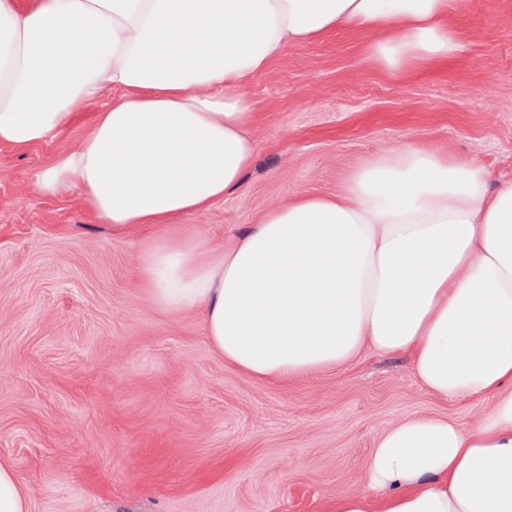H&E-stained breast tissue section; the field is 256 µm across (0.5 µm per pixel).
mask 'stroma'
I'll return each mask as SVG.
<instances>
[{
	"instance_id": "1",
	"label": "stroma",
	"mask_w": 512,
	"mask_h": 512,
	"mask_svg": "<svg viewBox=\"0 0 512 512\" xmlns=\"http://www.w3.org/2000/svg\"><path fill=\"white\" fill-rule=\"evenodd\" d=\"M448 65L394 77L362 35L287 48L245 87L259 114L252 167L175 232L220 248L269 209L333 194L378 153L426 145L512 181V0H465ZM60 139L0 149V464L29 512H319L365 490L376 437L428 414L470 426L404 357L362 350L288 382L212 349L199 316L158 307L137 268L148 235L99 223L76 194L40 195Z\"/></svg>"
}]
</instances>
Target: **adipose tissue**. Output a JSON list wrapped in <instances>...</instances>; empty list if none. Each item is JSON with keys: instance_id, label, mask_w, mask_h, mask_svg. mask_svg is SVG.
Returning a JSON list of instances; mask_svg holds the SVG:
<instances>
[{"instance_id": "1", "label": "adipose tissue", "mask_w": 512, "mask_h": 512, "mask_svg": "<svg viewBox=\"0 0 512 512\" xmlns=\"http://www.w3.org/2000/svg\"><path fill=\"white\" fill-rule=\"evenodd\" d=\"M460 0H0V147L92 118L36 174L99 223L161 227L234 191L257 153L245 92L286 48L339 30L399 75L452 60ZM155 303L195 312L226 365L260 380L404 356L469 427L413 415L383 431L367 491L324 512H512V183L424 145L382 152L333 196H302L218 250L150 240Z\"/></svg>"}]
</instances>
